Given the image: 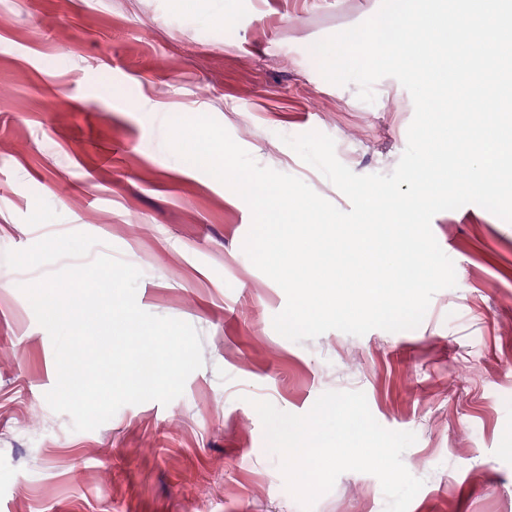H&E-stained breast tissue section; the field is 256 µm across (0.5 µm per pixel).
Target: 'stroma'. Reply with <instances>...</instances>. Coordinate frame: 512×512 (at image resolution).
Listing matches in <instances>:
<instances>
[{"mask_svg":"<svg viewBox=\"0 0 512 512\" xmlns=\"http://www.w3.org/2000/svg\"><path fill=\"white\" fill-rule=\"evenodd\" d=\"M379 5L237 0L225 33L167 0H0V512H302L253 403L303 415L332 390L363 391L380 425L416 434L403 463L424 485L408 512H512V223L475 204L433 217L457 284L417 328L294 342L273 326L284 291L243 250L247 203L162 148L166 113L208 115L349 210L286 140L318 131L354 173L393 172L409 92L385 77L364 102L311 54ZM140 94L161 114L138 111ZM56 240L74 246L56 268L122 259L142 273V310L197 330L204 363L180 397L92 431L49 407L55 351L20 259ZM385 508L374 475L346 472L313 512Z\"/></svg>","mask_w":512,"mask_h":512,"instance_id":"35a3bbf8","label":"stroma"}]
</instances>
